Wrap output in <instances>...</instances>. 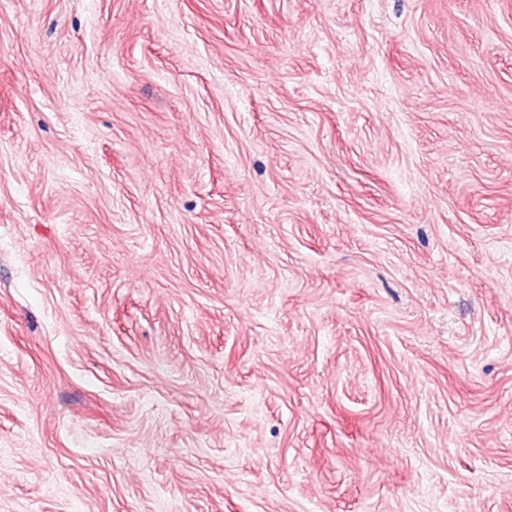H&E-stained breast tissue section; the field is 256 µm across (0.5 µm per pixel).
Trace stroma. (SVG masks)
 Segmentation results:
<instances>
[{
  "instance_id": "35a3bbf8",
  "label": "stroma",
  "mask_w": 512,
  "mask_h": 512,
  "mask_svg": "<svg viewBox=\"0 0 512 512\" xmlns=\"http://www.w3.org/2000/svg\"><path fill=\"white\" fill-rule=\"evenodd\" d=\"M0 512H512V0H0Z\"/></svg>"
}]
</instances>
